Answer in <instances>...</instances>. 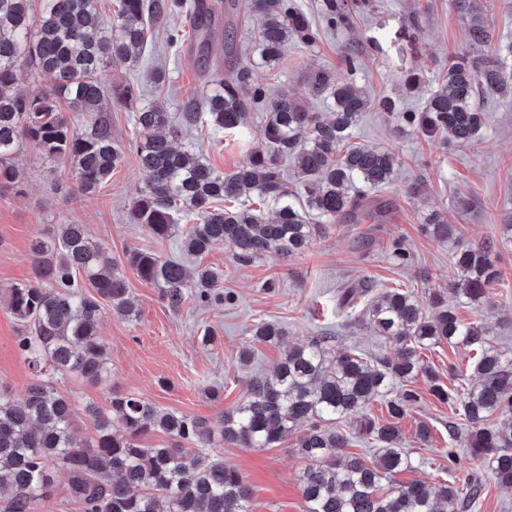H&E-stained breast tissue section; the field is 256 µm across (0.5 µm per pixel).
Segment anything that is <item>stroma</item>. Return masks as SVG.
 Wrapping results in <instances>:
<instances>
[{"mask_svg": "<svg viewBox=\"0 0 512 512\" xmlns=\"http://www.w3.org/2000/svg\"><path fill=\"white\" fill-rule=\"evenodd\" d=\"M311 25L319 32L314 44L291 40L275 68L255 69L253 80L271 95L288 93L300 98L313 112L327 111L326 98L311 96L309 81L318 71L333 79L347 75L346 53L362 63L355 81L373 98L395 99L393 112L371 110L362 114L353 140L366 147L387 146L399 159L391 183L379 190L390 210L380 224L323 222L311 247L304 253L282 258L269 255L249 264L234 260L222 244L203 259L188 258V265L203 263L222 272L221 285L231 302L198 306L187 300L181 308H169L159 288L141 279L128 265L130 250L146 249L166 257H181L177 240L157 241L135 224L131 207L147 175L132 154L113 170L110 180L96 192L57 191L58 182L70 171L62 158L40 156L24 144L12 159L18 183L0 184V386L22 393L34 373L20 353L17 338L21 323L8 311V290L32 280V245L50 239L58 225H85L90 238L106 251L125 276L134 312L121 316L105 309L99 322L110 367L105 383L92 384L80 377H57V389L75 404L74 428L78 440L94 435L87 405H105L112 394H131L159 408L221 422L226 408L245 397L249 379L270 370L286 349L312 337H333L334 351L358 349L379 357L386 345L356 312L340 309L341 288L371 285L375 289L411 288L420 298L448 291V258L463 246L499 241L496 253L501 272L490 300L480 306L462 305L460 318L485 324L500 351L512 357V240L504 237L502 224L512 217V95L483 99L486 126L476 147H446L419 133L400 132V113L418 112L441 82L448 58L471 49L466 29L449 0H371L365 12L354 15L346 29L327 24L325 0H299ZM477 14L491 32L486 54L502 53L512 71V55L504 48L512 43V9L503 0H474ZM237 31L231 57L220 69L226 81L236 77L237 65L252 58L255 24L244 13L232 20ZM152 38L135 59L111 61L104 73L106 85L139 82L147 101L163 102L179 112L182 101L205 85L195 37L182 13L167 15L153 24ZM178 42H171L172 34ZM164 69L166 79L154 83L151 74ZM178 148L204 153L224 173L247 160L252 148L266 144L264 118L255 114L246 136H214L202 127L182 128ZM447 213L460 234L441 239L426 233L427 214ZM408 254L407 262L393 255L395 247ZM278 323L286 331L282 346L253 340L251 328L259 322ZM212 342H204L205 331ZM426 367L448 384V368L462 369L460 383L471 382L469 355L448 344L422 355ZM221 391L212 397L211 388ZM421 395L400 422L402 445L411 453L412 469L397 474L400 482L434 483L438 469L452 467L456 476L481 485L482 493L469 512H512V491L499 486L481 460L468 451L466 431H449L453 414L447 404L428 392L425 376L412 384ZM427 424L430 442L419 443L415 431ZM296 435L274 448H242L218 441L208 453L223 457L237 469L252 492L253 512H304L299 474L303 460L295 452Z\"/></svg>", "mask_w": 512, "mask_h": 512, "instance_id": "1", "label": "stroma"}]
</instances>
